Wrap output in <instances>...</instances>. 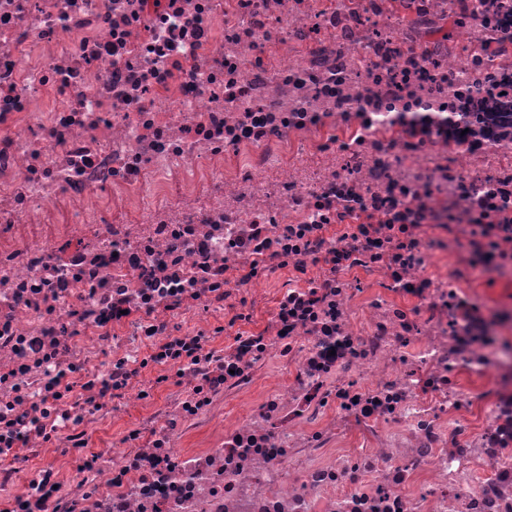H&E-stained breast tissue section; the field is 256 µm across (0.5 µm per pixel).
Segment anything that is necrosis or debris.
<instances>
[{"label":"necrosis or debris","instance_id":"1","mask_svg":"<svg viewBox=\"0 0 512 512\" xmlns=\"http://www.w3.org/2000/svg\"><path fill=\"white\" fill-rule=\"evenodd\" d=\"M511 335L512 0H0L8 512H512Z\"/></svg>","mask_w":512,"mask_h":512}]
</instances>
